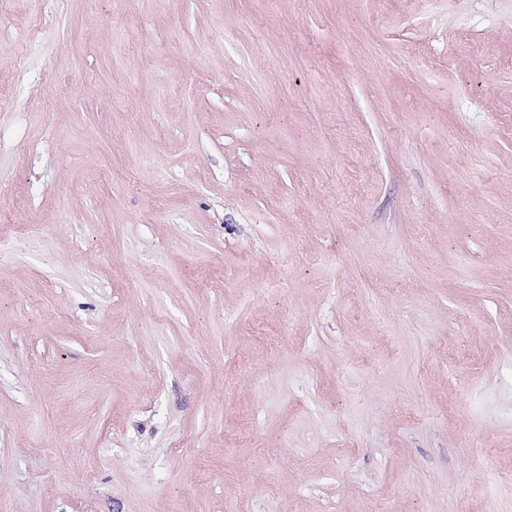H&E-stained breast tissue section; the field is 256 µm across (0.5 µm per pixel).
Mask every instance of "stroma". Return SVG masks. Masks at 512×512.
I'll return each mask as SVG.
<instances>
[{
    "instance_id": "35a3bbf8",
    "label": "stroma",
    "mask_w": 512,
    "mask_h": 512,
    "mask_svg": "<svg viewBox=\"0 0 512 512\" xmlns=\"http://www.w3.org/2000/svg\"><path fill=\"white\" fill-rule=\"evenodd\" d=\"M0 1V512H512V0Z\"/></svg>"
}]
</instances>
